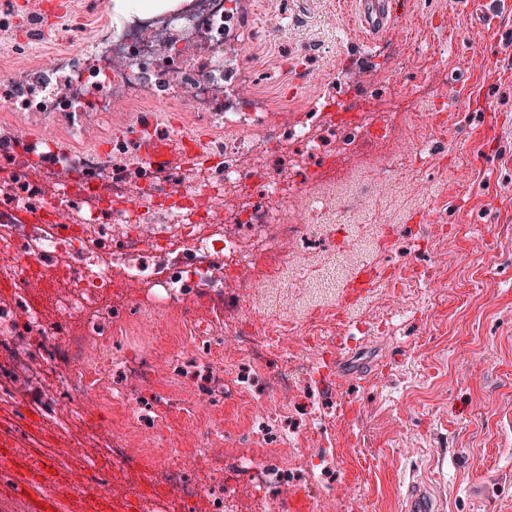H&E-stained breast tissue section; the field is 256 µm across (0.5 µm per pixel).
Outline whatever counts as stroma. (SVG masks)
I'll use <instances>...</instances> for the list:
<instances>
[{
    "instance_id": "obj_1",
    "label": "stroma",
    "mask_w": 512,
    "mask_h": 512,
    "mask_svg": "<svg viewBox=\"0 0 512 512\" xmlns=\"http://www.w3.org/2000/svg\"><path fill=\"white\" fill-rule=\"evenodd\" d=\"M348 0H249L244 23L254 50L239 62L267 94L291 88L309 110L351 94L347 76L372 73L369 89L402 129L396 141L348 159L342 181L308 180L322 204L324 235L295 251L281 274H256L254 314L225 316L297 328L295 349L321 308L337 305L335 336H361L366 377L302 401L331 413L335 495L346 512H404L407 491L427 487L439 512H512V0H484L476 25L456 0H413L397 27L409 63L373 62V39L346 32ZM281 17L267 27L261 13ZM441 81L422 89L431 72ZM444 125L428 116L443 100ZM356 194L361 204L342 203ZM393 248L379 255L377 243ZM363 264L386 268L350 304L341 296ZM21 446L65 440L72 459L106 457V418L57 429L27 414ZM113 493L137 492L122 512L175 500L160 461L139 457L110 467Z\"/></svg>"
}]
</instances>
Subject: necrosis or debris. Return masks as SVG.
Listing matches in <instances>:
<instances>
[{"label":"necrosis or debris","mask_w":512,"mask_h":512,"mask_svg":"<svg viewBox=\"0 0 512 512\" xmlns=\"http://www.w3.org/2000/svg\"><path fill=\"white\" fill-rule=\"evenodd\" d=\"M85 2L73 20L85 46L46 52L32 40L0 48L8 87L0 137L13 143V163L0 177L16 187L0 205V276L12 293L0 304V355L8 358L0 383L53 376L58 397L36 409L61 428L81 422L93 395L112 430V463L129 465L131 441L140 439L143 454L163 460L181 501L240 512L244 488L281 512L284 488L318 484L336 469L329 447L297 470L260 441L262 428L295 413V380L313 378L315 367L291 352L269 371L277 326L245 329L229 319L224 335L210 336L201 317L223 314L225 298H249L257 264L286 265L288 243L315 245V202L282 166L256 171V151L272 157L295 145L315 159L322 180L335 179L337 158L368 152L389 131L388 116L367 96L336 113H304L298 101L256 91L244 73L228 93L225 58L251 45L231 0L126 16L107 0ZM163 105L180 112L182 130H210L209 154L224 166L208 181L188 171L173 179L141 161L117 172L120 141L96 147L90 116H140ZM62 138L69 150H58ZM228 190L238 201L231 223H211ZM270 198L286 206L283 222L273 221ZM129 283L146 285L148 300L123 297ZM34 284L55 290L52 311L31 294ZM62 314L79 321V335L59 322ZM20 428L16 420L0 430V445L13 451L0 458V475L12 484L22 469L58 466L68 454L63 442L49 456L18 453ZM227 469L236 485L197 478Z\"/></svg>","instance_id":"4bbe7bcc"}]
</instances>
